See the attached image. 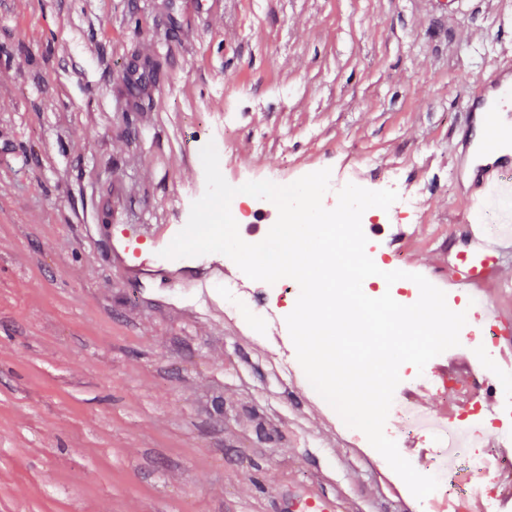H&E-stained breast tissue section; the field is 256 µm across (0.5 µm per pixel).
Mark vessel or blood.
I'll list each match as a JSON object with an SVG mask.
<instances>
[{
    "label": "vessel or blood",
    "mask_w": 512,
    "mask_h": 512,
    "mask_svg": "<svg viewBox=\"0 0 512 512\" xmlns=\"http://www.w3.org/2000/svg\"><path fill=\"white\" fill-rule=\"evenodd\" d=\"M488 101L482 111L477 130L465 145L476 158V187L464 199L459 220L467 247L449 257L448 282L468 289L481 304L483 327L496 335L512 329V280L504 278L503 258L512 253V122H504V107H512V68H498L484 80ZM495 212L496 225L483 221L487 212ZM140 225H128L113 252L128 273H147V262L129 263L128 251L140 240Z\"/></svg>",
    "instance_id": "obj_1"
}]
</instances>
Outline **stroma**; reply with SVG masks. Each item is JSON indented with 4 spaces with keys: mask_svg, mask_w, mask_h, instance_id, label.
<instances>
[{
    "mask_svg": "<svg viewBox=\"0 0 512 512\" xmlns=\"http://www.w3.org/2000/svg\"><path fill=\"white\" fill-rule=\"evenodd\" d=\"M512 64V0H0V512H421L311 387L286 324L195 292L185 309L111 245L187 223L201 148L231 183L391 167L420 230L365 224L376 255L464 250L461 144L483 75ZM463 348L481 379L512 377ZM142 238L141 226L139 224H129L123 234V239H120L114 244L113 252L118 262L125 268V270L134 275L139 276L147 274L149 265L147 260L139 263L129 264L128 251L134 241H139Z\"/></svg>",
    "mask_w": 512,
    "mask_h": 512,
    "instance_id": "obj_1",
    "label": "stroma"
}]
</instances>
